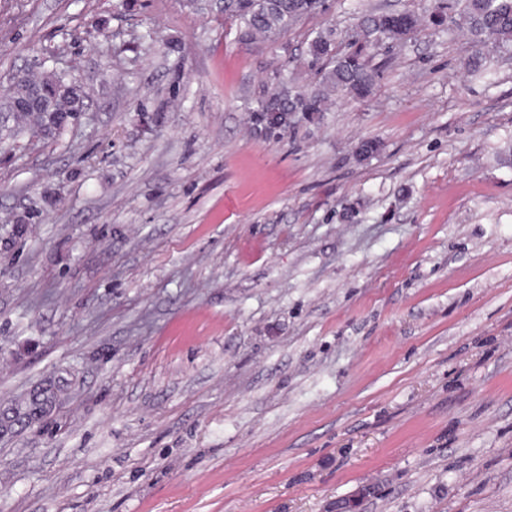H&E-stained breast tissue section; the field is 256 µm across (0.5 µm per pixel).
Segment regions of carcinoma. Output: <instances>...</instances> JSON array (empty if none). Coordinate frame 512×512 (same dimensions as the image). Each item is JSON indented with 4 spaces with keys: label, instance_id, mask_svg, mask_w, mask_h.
Here are the masks:
<instances>
[{
    "label": "carcinoma",
    "instance_id": "cac0c4a2",
    "mask_svg": "<svg viewBox=\"0 0 512 512\" xmlns=\"http://www.w3.org/2000/svg\"><path fill=\"white\" fill-rule=\"evenodd\" d=\"M194 10L216 11L239 23L241 34L275 39L320 10L318 0H185ZM406 29H395L389 14H370L356 31L361 49L345 54L336 51L334 33L324 30L309 43L310 63L320 66V80L309 92L266 93L254 110L255 124L268 133L290 127L288 113L310 116L327 111L333 96H367L378 72L364 58L363 50L377 44L397 45L417 27L418 18L404 13ZM431 24H463L477 47L468 66L481 72L495 55L512 47V0H439L429 14Z\"/></svg>",
    "mask_w": 512,
    "mask_h": 512
}]
</instances>
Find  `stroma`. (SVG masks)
Returning <instances> with one entry per match:
<instances>
[{
  "instance_id": "1",
  "label": "stroma",
  "mask_w": 512,
  "mask_h": 512,
  "mask_svg": "<svg viewBox=\"0 0 512 512\" xmlns=\"http://www.w3.org/2000/svg\"><path fill=\"white\" fill-rule=\"evenodd\" d=\"M434 4L262 42L0 0V90L63 70L84 105L0 144V512H512V58L470 72ZM403 11L368 97L256 131L316 32Z\"/></svg>"
}]
</instances>
